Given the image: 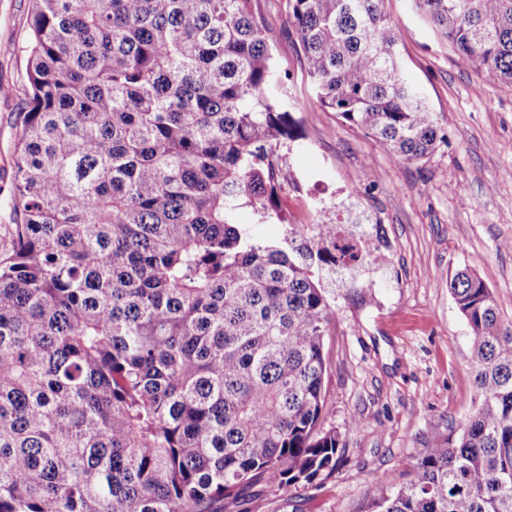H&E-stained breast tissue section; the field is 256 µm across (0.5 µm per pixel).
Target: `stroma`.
Listing matches in <instances>:
<instances>
[{
	"mask_svg": "<svg viewBox=\"0 0 512 512\" xmlns=\"http://www.w3.org/2000/svg\"><path fill=\"white\" fill-rule=\"evenodd\" d=\"M273 32L277 64L290 74L289 109L299 140L280 148L288 184L281 220L256 223L260 243L282 241L287 225L309 224L308 198H334L352 234L379 222L386 265L326 275L334 314L325 341L323 429L345 446L321 483L262 484L248 512H367L386 479L405 482L431 445L457 432L472 408L470 329L449 292L455 269L490 271L489 286L512 323V89L456 62L412 0H384L408 78L424 92L448 135L427 159H391L370 137L317 101L285 0H254ZM32 0H0V258L18 217L11 191L15 144L28 90L25 51ZM359 427H352V420Z\"/></svg>",
	"mask_w": 512,
	"mask_h": 512,
	"instance_id": "stroma-1",
	"label": "stroma"
}]
</instances>
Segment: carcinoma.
I'll return each instance as SVG.
<instances>
[{
	"instance_id": "obj_1",
	"label": "carcinoma",
	"mask_w": 512,
	"mask_h": 512,
	"mask_svg": "<svg viewBox=\"0 0 512 512\" xmlns=\"http://www.w3.org/2000/svg\"><path fill=\"white\" fill-rule=\"evenodd\" d=\"M512 88V0H412ZM321 106L394 160L444 135L383 0H287ZM30 96L0 259V512H242L331 476L323 275L387 257L334 224L261 245L298 136L253 0H33ZM489 273L448 277L473 411L370 512H512V325Z\"/></svg>"
}]
</instances>
